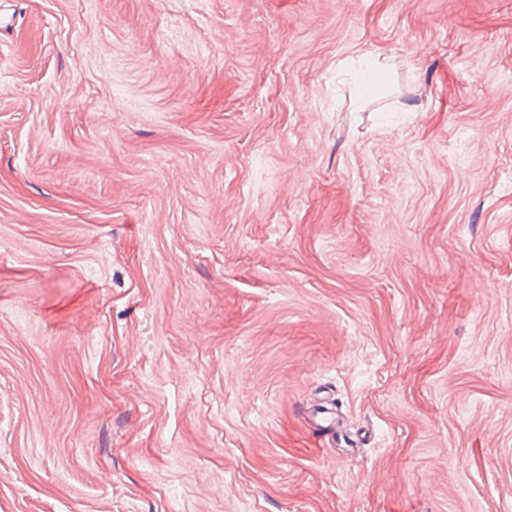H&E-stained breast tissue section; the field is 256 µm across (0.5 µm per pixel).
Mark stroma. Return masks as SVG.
<instances>
[{
	"instance_id": "stroma-1",
	"label": "stroma",
	"mask_w": 512,
	"mask_h": 512,
	"mask_svg": "<svg viewBox=\"0 0 512 512\" xmlns=\"http://www.w3.org/2000/svg\"><path fill=\"white\" fill-rule=\"evenodd\" d=\"M0 512H512V0H0Z\"/></svg>"
}]
</instances>
